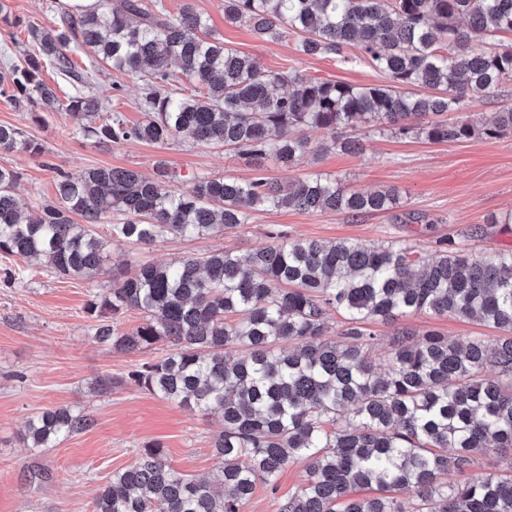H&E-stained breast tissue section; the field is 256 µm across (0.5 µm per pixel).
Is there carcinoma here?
I'll use <instances>...</instances> for the list:
<instances>
[{
    "instance_id": "cac0c4a2",
    "label": "carcinoma",
    "mask_w": 512,
    "mask_h": 512,
    "mask_svg": "<svg viewBox=\"0 0 512 512\" xmlns=\"http://www.w3.org/2000/svg\"><path fill=\"white\" fill-rule=\"evenodd\" d=\"M224 19L265 41L292 30L308 56L355 47L390 84L264 71L190 5L173 15L163 0H94L58 4L53 26L31 28L38 52L0 72V93L31 111L58 104L88 121L83 135L97 143L164 145L187 134L284 167L310 152L301 134L309 128L326 132L325 149L347 152L363 149L354 132L366 124L432 142L512 131V107L485 128L474 112L446 118L512 81V43L503 40L512 0H224ZM70 50L145 81L144 119L129 126L117 112L103 116L104 99L81 89L88 77L75 73ZM44 63L76 86L62 103L41 78ZM0 151L42 148L23 129L0 125ZM167 178L161 163L152 178L58 168L55 201L32 217L15 195L19 175L0 167V256L89 281L110 275L111 287L85 306L93 339L124 352L165 346L128 378L224 422L209 475L179 473L153 443L99 488L94 512H242L257 479L274 489L295 461L307 479L279 512H512V461L500 474L468 475L479 456L512 458V245L467 256L450 243L425 261L407 246L290 241L279 232L244 257L218 250L141 263L132 275L107 268L115 243L149 248L169 236H208L251 223L260 208L360 216L401 207L396 188L359 192L317 174L286 187L262 176L208 177L164 191ZM129 311L141 322L123 329ZM420 313L478 320L502 336L416 341L403 328L375 364L368 326ZM91 426L67 407L47 410L28 421L24 441L50 448ZM450 466L466 478L448 484Z\"/></svg>"
}]
</instances>
